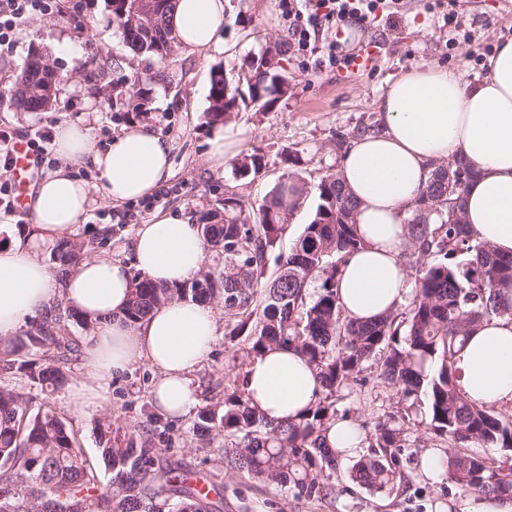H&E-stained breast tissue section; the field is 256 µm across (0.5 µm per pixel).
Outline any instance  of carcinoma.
<instances>
[{
    "label": "carcinoma",
    "instance_id": "1",
    "mask_svg": "<svg viewBox=\"0 0 512 512\" xmlns=\"http://www.w3.org/2000/svg\"><path fill=\"white\" fill-rule=\"evenodd\" d=\"M127 48L160 60L174 48L170 18L175 0H163L151 31L130 26L125 0H106ZM63 77L48 52L31 49L13 85L10 106L20 112H45L57 103ZM288 83L283 69L265 56L252 58L237 79L218 72L210 88L211 119L248 104L267 107ZM264 167L251 154L235 166L247 178ZM423 194L408 209L407 239L401 254L411 294L371 323L345 315L336 280L347 258L363 246L356 224L357 201L347 194L337 173L317 186L318 203L295 245L268 260L277 240L305 198V186L286 179L256 209L225 198L203 211L198 229L205 250L224 256V270L181 284H157L142 274L134 278L123 313L130 324L176 300L210 304L220 297L237 317L247 356L276 344L300 350L321 390L296 420L273 424L248 407L245 390L207 402L192 425L196 448L213 433L224 434L225 467L264 486L286 487L296 497L326 499L336 493L338 455L322 447L328 424L349 418L337 401L349 386L364 385L366 365L379 368L380 379L395 395L413 404L425 399L430 430L450 439L458 450L443 460L448 484L476 494L512 500V417L470 402L457 381L455 354L469 332L493 318L512 319V304L502 290L512 286V258L473 238L464 215V193L476 172L465 161L433 162ZM87 253L81 241L62 239L51 253L52 270L64 277ZM85 332L92 320L55 303L19 335L0 341V374L22 373L48 397L67 384V365L82 353L68 336V325ZM169 426L149 418L138 427L97 422L100 456L111 472L99 487L97 464L82 450L77 433L49 404L37 410L8 386H0V512H223L217 485L160 460L157 443ZM371 452L351 467L350 480L382 492L401 478L402 427L378 422L365 433ZM474 445L507 453L495 462L469 453Z\"/></svg>",
    "mask_w": 512,
    "mask_h": 512
}]
</instances>
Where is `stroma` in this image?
<instances>
[{
  "instance_id": "1",
  "label": "stroma",
  "mask_w": 512,
  "mask_h": 512,
  "mask_svg": "<svg viewBox=\"0 0 512 512\" xmlns=\"http://www.w3.org/2000/svg\"><path fill=\"white\" fill-rule=\"evenodd\" d=\"M56 3L53 15L31 18L13 52L0 57V86L12 85L32 45H40L64 77L58 103L48 112H19L0 103V132L23 139L36 126L59 117L66 123L88 126L102 148L134 122L150 125L172 140V176L159 190L120 206L101 203L77 229L76 240L88 244L90 254H105L127 264L133 261L131 243L139 225L147 223L156 210L181 212L195 220L227 197L255 206L292 172L305 182L307 196L282 235L280 248L288 250L310 220L320 180L338 170L343 155L338 138L368 126L381 128L374 103L391 82L423 63L456 69L468 81L478 82L487 75L497 45L512 38V0H460L454 9L461 28L453 33L443 20L452 9L448 0H404L395 27L382 24L365 31L349 30L351 41L371 42L373 49L368 65L346 73L316 67L287 49L288 22L278 0H227L224 49L204 57L177 49L157 61L129 51L105 0ZM88 17L95 24L91 34L85 35L75 22ZM274 44L285 48L280 63L288 77L287 92L267 108L251 107L230 117L241 129L240 155H263L262 172L255 178H236L230 161L222 170H210L205 161L209 140L221 128L208 115L214 72L227 78L237 76L251 58ZM134 103L139 106L135 112L130 109ZM214 307L217 336L192 375L203 394L217 382L226 389L241 387L248 360L243 340L231 335L234 319L225 314L222 302H215ZM153 376L147 364L130 366L105 387L101 405L82 414L72 412L69 390L47 398L24 376L12 375L7 383L33 406L50 402L72 424L84 452L94 459L98 456V420L108 414L125 425L141 424L142 405L149 399ZM368 376L366 386L352 388L337 407L370 426L379 420L404 418L408 460L403 464V480L390 490L376 492L353 485L348 458L336 472L335 496L322 501L256 485L225 469L223 435H215L206 450L189 449L194 420L190 414L173 419L169 440L162 445L163 455L221 485L224 512H470L477 494L445 490L443 482L431 480L421 470L426 452L444 456L452 448L450 440L428 429L426 407L404 415L376 370H369Z\"/></svg>"
}]
</instances>
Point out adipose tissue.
<instances>
[{"label": "adipose tissue", "mask_w": 512, "mask_h": 512, "mask_svg": "<svg viewBox=\"0 0 512 512\" xmlns=\"http://www.w3.org/2000/svg\"><path fill=\"white\" fill-rule=\"evenodd\" d=\"M225 14V0H176V44L191 52L222 49ZM376 108L384 115L383 131L355 139L339 171L358 203L365 245L343 264L336 288L346 315L359 320L387 312L410 292L400 252L407 210L426 188L431 163L462 158L475 168L465 194L466 222L476 240L512 255V39L498 45L481 82L443 66H414L389 85ZM55 144L59 166L39 182L30 204L33 232L0 242V337L16 335L26 317L62 301L95 323L83 376L72 388L75 411L98 405L115 375L145 361L157 373L154 406L173 418L185 416L200 404L191 375L216 336L214 307L178 300L133 325L122 316L133 287L122 262L84 259L59 288L41 258L42 246L70 237L96 205L73 168H93L105 200L120 205L151 195L168 179L172 146L138 123L104 149L88 127L63 123ZM133 252L137 269L165 285L195 278L205 262L196 225L170 212H156L139 226ZM455 367L472 402L511 406L512 319L495 318L473 330ZM244 389L251 407L273 423L297 418L319 392L305 358L277 346L249 359Z\"/></svg>", "instance_id": "ef3b65f1"}]
</instances>
